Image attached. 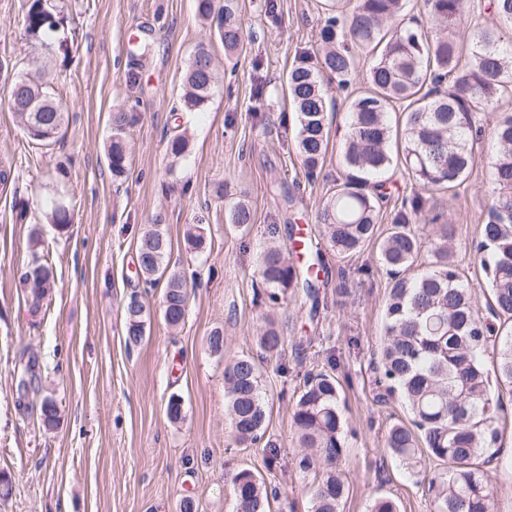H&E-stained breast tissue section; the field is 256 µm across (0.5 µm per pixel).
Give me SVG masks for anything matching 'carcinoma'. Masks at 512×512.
Wrapping results in <instances>:
<instances>
[{"label":"carcinoma","instance_id":"carcinoma-1","mask_svg":"<svg viewBox=\"0 0 512 512\" xmlns=\"http://www.w3.org/2000/svg\"><path fill=\"white\" fill-rule=\"evenodd\" d=\"M340 2L325 0L321 52L299 53L285 82L297 114L296 151L306 176L314 179L330 140L327 112L336 102L331 85L341 89L349 84L360 55L371 60L366 89L347 101L344 172L318 215L332 252L351 258L374 239L382 218L380 202L386 198L380 178L392 166H402L426 192L454 191L466 183L482 128L490 127L487 161L493 188L479 240L472 246L488 288L486 307H480L455 264L446 224L428 239L422 272L403 276L417 264L423 244L408 225L435 224L439 216L430 215L427 198L418 192L402 200L377 245L378 262L391 280L377 370L384 389L378 401L396 396L411 415L408 422L390 426L389 454L412 476L420 475L424 456L441 466L427 478L434 512H496L484 465L501 447V397L492 388L512 393V113L497 111L500 101L512 99V0H424V26L405 21L408 0H355L349 10ZM197 13L215 23L225 51L243 47L239 0H197ZM486 14L492 21L484 19ZM74 23L56 0H25L20 26L31 40L50 48L52 35ZM217 71L209 49L199 45L185 73V109L198 110L208 102ZM8 108L32 144L62 141L69 113L43 77L15 79ZM130 121L123 111L109 116L105 151L117 180L131 164ZM187 145L181 134L168 141L173 161H179ZM48 218L66 228L69 207L53 205ZM229 221L246 230L252 221L248 204L237 203ZM302 243L295 257L274 245L259 251L255 283L271 302L301 292L319 306L316 266H324L322 249H312L308 238ZM169 252L166 231L156 222L140 241L137 262L145 283L165 281L161 314L167 326L176 328L185 319L189 289L185 276L169 267ZM38 278L50 282L49 268L33 265L22 276L35 308L46 296L32 287ZM149 321L150 311L131 299L125 308L128 340L141 341ZM285 342L276 321L265 318L257 339L260 357L279 362L284 373ZM262 377L251 355L224 362L226 409L242 446L261 443L266 433ZM292 421L300 448L292 464L302 477L313 476L312 512H341L348 489L338 464L349 427L334 366L304 376ZM232 489L235 512H269L270 500L279 497L277 489L246 468L233 476ZM371 512H400V506L392 495L381 494Z\"/></svg>","mask_w":512,"mask_h":512}]
</instances>
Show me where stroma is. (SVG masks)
Returning <instances> with one entry per match:
<instances>
[{
	"label": "stroma",
	"mask_w": 512,
	"mask_h": 512,
	"mask_svg": "<svg viewBox=\"0 0 512 512\" xmlns=\"http://www.w3.org/2000/svg\"><path fill=\"white\" fill-rule=\"evenodd\" d=\"M80 25L71 54L47 50L22 36L23 0H0V478L11 485L0 512H234L232 476L248 468L281 492L271 512H310L311 481L289 464L298 451L292 410L305 374L334 364L356 436L340 467L348 479L344 512H368L386 493L401 512H433L423 484L386 450L389 426L408 420L398 400L378 402L372 364L381 344L389 279L376 269V243L350 261L326 253L321 293L326 305L310 315L295 301L270 305L259 297L253 272L259 248L276 241L290 250V224L313 240L324 233L318 210L343 172L344 93L328 115V154L316 182H307L295 148L296 114L282 88L296 53L315 45L322 0H242L246 39L227 55L195 0H65ZM151 45L136 52L133 37ZM214 54L223 78L197 111L180 105L183 77L198 45ZM42 66L67 103L61 144L29 145L7 106L12 82ZM132 116V161L113 180L103 143L110 113ZM187 133L186 155L171 163L168 140ZM296 188L293 210L283 193ZM491 172L475 162L458 194L435 193L454 259L477 302L487 288L473 264L491 193ZM248 198L253 222L239 233L228 213ZM73 212L66 229L51 224L54 200ZM25 221H18L20 207ZM161 221L171 243L170 264L191 289L184 323L170 329L161 316V288L136 271L137 245ZM204 222L207 244L190 250L189 225ZM53 271V286L33 307L21 284L32 262ZM371 265L370 274L359 271ZM350 269L347 296L336 294L339 268ZM138 299L151 311L139 343L125 333L124 308ZM287 338L290 372L262 365L267 444H236L224 412V359L208 336L222 330L228 354L256 353L266 314ZM36 378L27 392L28 358ZM183 401L181 420L166 413L170 397ZM59 411L45 428L40 406ZM501 453L487 464L498 512H512V396H502Z\"/></svg>",
	"instance_id": "35a3bbf8"
}]
</instances>
